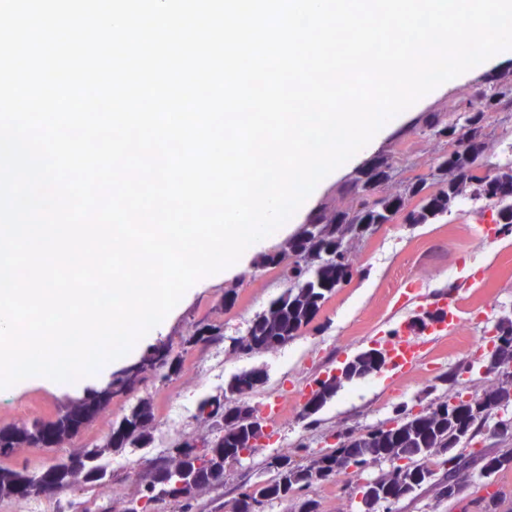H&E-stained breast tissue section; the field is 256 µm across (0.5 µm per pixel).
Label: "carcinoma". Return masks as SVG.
Segmentation results:
<instances>
[{"instance_id": "1", "label": "carcinoma", "mask_w": 512, "mask_h": 512, "mask_svg": "<svg viewBox=\"0 0 512 512\" xmlns=\"http://www.w3.org/2000/svg\"><path fill=\"white\" fill-rule=\"evenodd\" d=\"M495 112H512V78L494 80L490 91L475 103H468L462 113L450 121L448 115L432 113L421 135L436 141L440 150L427 175L406 179L403 190L385 191L398 170H411L416 163L409 158L394 161L381 158L360 172L348 191L344 208H325L301 234L287 242L278 253L266 258L265 266L281 269L288 288L277 300L251 321L244 337L233 341L230 350L245 353L252 346L268 350L281 340L296 336L317 316L329 296L336 290L340 274L336 253L348 233L366 235V229L392 222L391 212L406 211L411 224H425L448 213L451 203L464 193L492 198L501 219L512 222V165L496 167L484 159L483 138L488 118ZM224 324L200 322L188 331L179 349L169 346L150 355L141 368L122 379L113 394L133 392L147 372H167L164 378L178 374L189 349L201 343L221 342ZM352 363L349 378L362 377L379 369L377 359L368 349ZM266 381L260 369L242 371L233 376L226 393L201 401L200 415L211 422L213 439L198 441L188 437L176 443L155 462L153 475L142 495L126 503L125 512H148L157 502L175 506L197 498L224 484V464L238 459L243 450L250 451V433L244 427L245 412L250 405L242 398ZM338 384H323L312 392L313 405L307 415L317 413L336 392ZM104 399L75 401L65 406L56 420L49 423L22 422L0 429V456L21 448H53L64 445L88 424ZM155 425L153 402L142 398L120 419L103 440L81 449L66 460L54 463L38 474L0 466V500L22 498L37 500L46 493L75 486L93 485L109 479L100 460L121 448H142L151 439ZM485 422L481 411L472 408L448 415L445 404H431L423 415L399 410L396 428L374 427L364 432L343 433L344 446L321 452L306 463L288 455H276L263 466L267 478L250 484L226 504V512H262L266 504L315 484L334 481L346 474L342 469L347 457L368 456L374 462L388 461L390 471L374 480L378 496L370 512L387 496L408 497L436 475L427 460L454 447L453 438L460 431L477 434ZM491 478L512 468V454L489 459L478 456Z\"/></svg>"}]
</instances>
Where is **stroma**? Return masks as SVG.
I'll use <instances>...</instances> for the list:
<instances>
[{
    "label": "stroma",
    "instance_id": "obj_1",
    "mask_svg": "<svg viewBox=\"0 0 512 512\" xmlns=\"http://www.w3.org/2000/svg\"><path fill=\"white\" fill-rule=\"evenodd\" d=\"M512 74V58L498 60L449 81L443 89L425 96L404 111L401 119L377 143L370 155L327 180L320 188L313 211L343 207L347 190L359 172L378 156L395 159L409 156L419 163V173H428L435 156L432 142L417 130L432 112L451 111L476 101L488 88L491 77ZM490 163L504 164L512 152V113H495L484 139ZM464 198H457L445 217L424 224H410L403 218L382 225L374 234L347 240L346 245L358 269L342 288L336 289L311 324L281 346L251 354H228L212 365L211 346L192 348L185 365L199 369L190 383L182 378L165 382L151 378L135 393L112 394L114 382L136 369V362L114 368L104 384L87 389V397L109 394L110 399L81 432L60 448H31L0 459V464L17 470L37 471L95 443L106 435L138 398L150 396L157 404V418L150 445L128 448L105 458L112 470L110 481L81 488L54 490L40 500L41 512H92L96 503H124L137 497L153 463L162 450L184 436L211 438L208 423L199 416L200 402L224 394L231 378L244 370L263 369L267 382L248 396L255 407L284 395L288 403L281 419L272 423V438L255 448L240 462L226 464L224 485L193 500L190 512H211L213 499L236 497L240 487L256 478L257 467L267 458L296 455L298 448L316 454L329 450L330 436L337 431L369 429L395 419L399 408L423 410L431 402L463 390L482 394L497 384L496 375L484 370L482 329L504 315L512 316V244L504 245L505 230L487 235L463 211ZM301 224L291 226L287 236L271 239L259 254L236 274L197 290L186 298L177 313L160 332L151 347L168 343L180 346L191 323L209 318L224 325V340L245 335L255 314L267 309L287 288L278 270L260 268L262 256L281 250L287 238L296 237ZM485 272L483 280H472V270ZM419 285L418 296L408 304L399 297L406 281ZM238 285L239 296L232 308L220 310L225 288ZM455 300L456 314L466 328H449L447 335L432 336L423 359L413 368L397 374L381 368L366 377L342 381L335 395L311 417H304L303 403L309 386L372 348L375 341L410 324L423 312ZM71 393L48 387L28 388L13 398L0 400V428L22 421L54 420L59 409L72 401ZM499 492L500 512H512V469L496 477L474 479L453 499L441 498L433 482H426L414 495L401 500L396 512H484V499ZM357 477L348 475L334 483H322L301 491L297 499L275 504L264 512H294L298 500L312 498L320 512H357Z\"/></svg>",
    "mask_w": 512,
    "mask_h": 512
}]
</instances>
